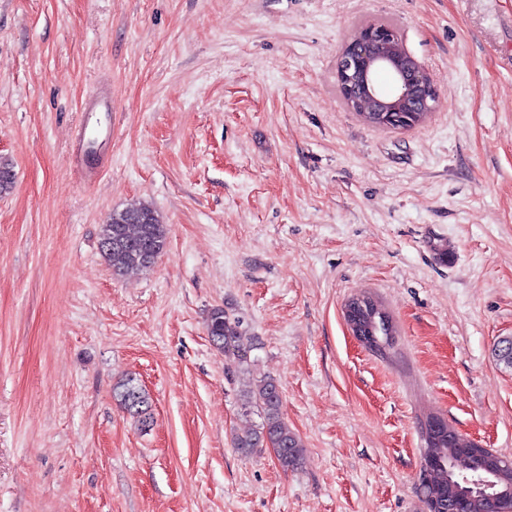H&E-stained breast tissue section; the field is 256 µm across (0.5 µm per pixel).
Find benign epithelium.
Returning <instances> with one entry per match:
<instances>
[{
  "mask_svg": "<svg viewBox=\"0 0 512 512\" xmlns=\"http://www.w3.org/2000/svg\"><path fill=\"white\" fill-rule=\"evenodd\" d=\"M396 34L374 23L362 26L343 45L336 63V84L345 105L354 111L366 108L378 121L396 129L415 126L419 113L434 110L437 89L421 65L409 54L394 52ZM386 70L393 91L380 90L376 75Z\"/></svg>",
  "mask_w": 512,
  "mask_h": 512,
  "instance_id": "1",
  "label": "benign epithelium"
}]
</instances>
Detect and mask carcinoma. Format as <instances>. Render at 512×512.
I'll return each mask as SVG.
<instances>
[{
  "instance_id": "1",
  "label": "carcinoma",
  "mask_w": 512,
  "mask_h": 512,
  "mask_svg": "<svg viewBox=\"0 0 512 512\" xmlns=\"http://www.w3.org/2000/svg\"><path fill=\"white\" fill-rule=\"evenodd\" d=\"M167 238V225L151 206L140 203L112 211L101 227L99 248L112 273L122 275L131 270L151 268L166 251ZM362 299L366 301L368 315L372 317L365 347L382 351L393 345L394 326L371 297L364 295ZM206 330L212 343L226 355L238 361L246 358L245 334L240 321L232 318L224 307L210 309ZM113 393L125 412L141 425L147 424L149 397L135 378L127 377L118 382ZM240 407L244 414H255L260 418L258 425L233 438V446L240 453L251 455L272 443L283 470L295 469L302 463L304 445L283 417L281 391L276 379L266 376L254 387L243 391ZM435 421L436 418L431 417L420 425L424 441L422 462L432 457L440 460L427 479L419 480L423 502H428V497L433 496L446 510L451 497L459 503L467 501L471 512H499L500 504L493 498L492 490L467 482L482 469L479 455L462 450L458 437L446 436V427L442 429L443 436L438 438V443L430 444L428 431Z\"/></svg>"
}]
</instances>
